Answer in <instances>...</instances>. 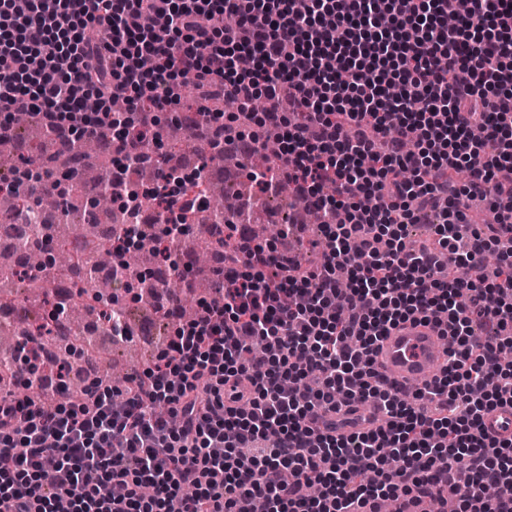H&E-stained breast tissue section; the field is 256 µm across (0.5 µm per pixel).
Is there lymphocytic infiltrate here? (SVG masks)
Segmentation results:
<instances>
[{"mask_svg":"<svg viewBox=\"0 0 512 512\" xmlns=\"http://www.w3.org/2000/svg\"><path fill=\"white\" fill-rule=\"evenodd\" d=\"M444 2L0 0V139L18 112L66 150L123 132L107 191L134 218L127 172L163 154L131 131L189 87L192 135L247 156L276 128L263 189L324 213L314 268L240 236L217 295L124 385L93 379L51 408L0 395V512H351L429 493L458 463L461 512H512V437L482 424L512 405V0H472L452 28ZM89 92L98 116L75 125ZM462 168L478 179L455 186ZM475 199L492 214L476 227ZM437 210L435 243H406ZM414 316L445 322L455 346L401 395L371 355ZM347 400L377 402L385 427L310 426Z\"/></svg>","mask_w":512,"mask_h":512,"instance_id":"1","label":"lymphocytic infiltrate"}]
</instances>
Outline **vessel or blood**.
<instances>
[{
  "label": "vessel or blood",
  "mask_w": 512,
  "mask_h": 512,
  "mask_svg": "<svg viewBox=\"0 0 512 512\" xmlns=\"http://www.w3.org/2000/svg\"><path fill=\"white\" fill-rule=\"evenodd\" d=\"M447 360V347L438 327L431 322L407 321L391 328L380 339L374 356L379 376L394 389L411 382L423 383L440 374ZM493 436H512V407L499 406L483 418Z\"/></svg>",
  "instance_id": "b4317fda"
}]
</instances>
